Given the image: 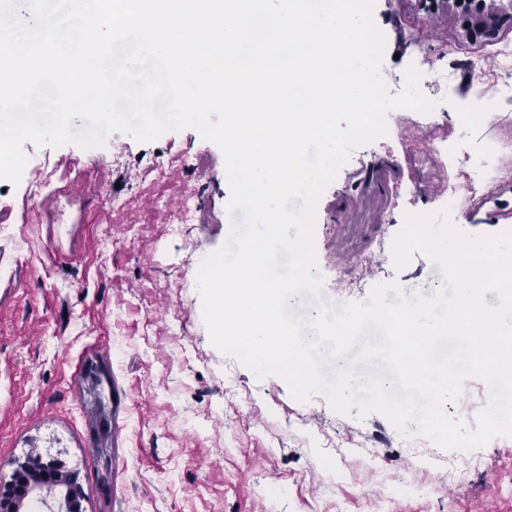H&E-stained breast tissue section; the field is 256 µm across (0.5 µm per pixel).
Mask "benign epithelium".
<instances>
[{"label": "benign epithelium", "instance_id": "benign-epithelium-1", "mask_svg": "<svg viewBox=\"0 0 512 512\" xmlns=\"http://www.w3.org/2000/svg\"><path fill=\"white\" fill-rule=\"evenodd\" d=\"M478 5L479 12L462 17V22L468 25L467 36L474 41L496 35L503 19L500 0H478ZM34 491L47 497L60 496L56 512L78 510L81 488L76 475L50 461L16 468L12 486L0 489V512H20L23 500Z\"/></svg>", "mask_w": 512, "mask_h": 512}]
</instances>
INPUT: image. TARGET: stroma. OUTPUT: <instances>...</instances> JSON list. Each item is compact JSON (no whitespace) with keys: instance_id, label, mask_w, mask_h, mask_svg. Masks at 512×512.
<instances>
[{"instance_id":"35a3bbf8","label":"stroma","mask_w":512,"mask_h":512,"mask_svg":"<svg viewBox=\"0 0 512 512\" xmlns=\"http://www.w3.org/2000/svg\"><path fill=\"white\" fill-rule=\"evenodd\" d=\"M382 76L398 93L408 67L437 100L395 110L381 142L352 152L323 191L314 249L323 296L361 301L380 284L442 283L391 245L409 213L438 208V186L480 168L489 143L512 163V100L489 104L461 64L512 43L468 39L440 0H375ZM453 72L454 85L435 73ZM451 150L438 157L430 140ZM42 165L0 180V483L31 449L81 487L80 512H512V437L468 452L407 438L382 414L296 401L210 342L196 276L230 232L220 148L193 128L102 148L25 143ZM454 223L470 235L512 229V177ZM192 197L188 222L178 208ZM478 468L458 476L459 461Z\"/></svg>"}]
</instances>
